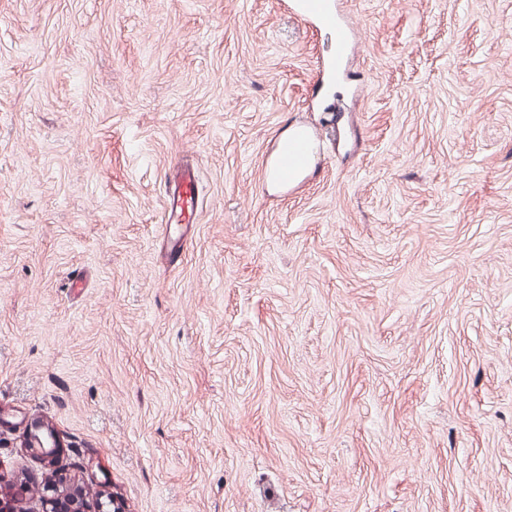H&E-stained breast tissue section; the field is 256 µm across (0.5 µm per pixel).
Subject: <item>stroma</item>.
Segmentation results:
<instances>
[{
  "mask_svg": "<svg viewBox=\"0 0 512 512\" xmlns=\"http://www.w3.org/2000/svg\"><path fill=\"white\" fill-rule=\"evenodd\" d=\"M345 9L323 100L282 0H0V410L88 504L512 512V0ZM22 433L1 483L49 476ZM316 140L310 130H302L297 140L285 146L280 154L277 168L278 177L284 182L293 180L296 171L306 162L308 151ZM197 193V177L192 173L182 175L181 189H175L170 199V219L173 215L177 216V220L173 224H190L193 222L194 216V198Z\"/></svg>",
  "mask_w": 512,
  "mask_h": 512,
  "instance_id": "1",
  "label": "stroma"
}]
</instances>
